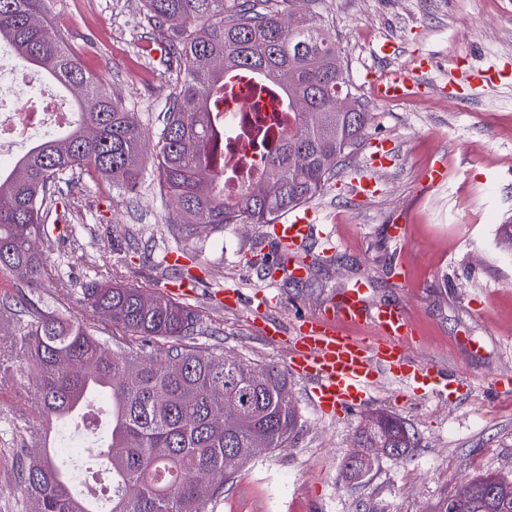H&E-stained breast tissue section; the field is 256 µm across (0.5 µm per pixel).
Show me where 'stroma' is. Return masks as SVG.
<instances>
[{
	"label": "stroma",
	"instance_id": "obj_1",
	"mask_svg": "<svg viewBox=\"0 0 512 512\" xmlns=\"http://www.w3.org/2000/svg\"><path fill=\"white\" fill-rule=\"evenodd\" d=\"M46 8L51 20L68 17L59 29L65 43L81 47L85 69L134 112L149 134V152H156L161 117L182 75L166 44L155 40L141 0H46ZM290 9L316 12L335 34L373 115L369 136L389 140L394 161L373 166L369 145H362L310 202L336 249L310 240L302 279L270 283L261 266L250 264L253 255H276L266 225L228 224L211 235L185 263L196 284L184 301L205 315L200 341L287 369V347L266 341L252 324L256 293L278 295L270 317L292 322L361 282L372 303L409 308L418 330L410 357L468 377L472 389L448 401L404 391L384 375L364 406L332 416L311 404L305 380L289 377L299 433L241 468L207 512H435L474 477L512 480V391L493 384L512 375V254L497 244L501 225L512 224V79L446 89L455 67L512 66V0H294ZM387 41L397 48L389 58L379 52ZM420 57L431 66L416 97H372L371 77L411 70ZM439 163L447 177L428 186L423 176ZM363 176L378 183V195L354 192L353 181ZM156 177L148 161L137 196L85 177L65 198L77 237L52 235L48 260L60 277L45 281L40 295L96 335L110 336L111 326L79 302L87 279L116 274L136 286L168 287L141 257L145 249L159 258L177 248L170 234L175 213L159 198ZM397 230L403 243L393 237ZM228 287L240 292L237 307L214 300ZM20 333L14 316L0 314V512H18V467L44 427L34 412L35 376L16 357ZM463 336L471 347L461 346ZM372 411L404 421L415 446L402 458L378 455L364 477L346 480L359 424Z\"/></svg>",
	"mask_w": 512,
	"mask_h": 512
}]
</instances>
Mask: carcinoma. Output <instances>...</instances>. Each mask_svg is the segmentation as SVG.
<instances>
[{"label": "carcinoma", "mask_w": 512, "mask_h": 512, "mask_svg": "<svg viewBox=\"0 0 512 512\" xmlns=\"http://www.w3.org/2000/svg\"><path fill=\"white\" fill-rule=\"evenodd\" d=\"M143 3L183 70L162 116L156 154L158 194L177 212L172 237L199 244L206 229L272 224L319 196L372 121L360 103L355 112L336 111V86L350 93L357 87L322 19L300 12L288 24L278 0ZM2 46L62 90L78 91L77 122L0 171V272L35 292L50 277L39 243L64 221L60 185L77 172L94 173L136 194L148 139L135 113L67 48L45 18L44 0H0ZM237 76L275 86L288 107V127L262 158V175L226 199L213 171L224 150V114L214 100ZM296 96L308 106L293 110ZM17 302L30 317L20 363L37 377L41 417L68 420L77 430L85 417L74 406L81 398L104 421L102 433L79 452L52 453L42 439L26 453L18 472L25 512H205L238 468L285 447L299 430L284 375L195 342L202 318L187 304L124 282L92 280L82 288L81 304L121 336L104 340L25 292ZM226 405L237 411L232 420L224 419ZM373 446L402 457L414 437L395 416L375 413L360 425L357 441L361 450ZM89 464L112 476L111 494L96 506L72 490L73 473ZM371 466L358 453L345 475L358 479ZM201 476L208 478L204 492ZM470 485L466 500L446 498L436 512H512L511 481L486 474Z\"/></svg>", "instance_id": "obj_1"}]
</instances>
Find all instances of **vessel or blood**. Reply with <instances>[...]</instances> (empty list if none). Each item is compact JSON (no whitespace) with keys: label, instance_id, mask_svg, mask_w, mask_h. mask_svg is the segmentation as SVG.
<instances>
[{"label":"vessel or blood","instance_id":"b4317fda","mask_svg":"<svg viewBox=\"0 0 512 512\" xmlns=\"http://www.w3.org/2000/svg\"><path fill=\"white\" fill-rule=\"evenodd\" d=\"M418 87L408 76L372 81V93L380 100L415 96ZM314 232L307 216L298 213L270 225V235L288 245L276 259L279 277L303 275V252ZM276 302V297L260 295L261 311L254 323L264 338L287 343L289 371L310 383V397L322 411L343 412L363 404L384 374L412 392L436 397H452L471 386L469 378L446 375L408 356L406 347L415 341L410 311L398 305H369L364 287L350 289L324 311L301 316L291 325L264 316V308ZM364 326L370 327V335H356V328Z\"/></svg>","mask_w":512,"mask_h":512}]
</instances>
